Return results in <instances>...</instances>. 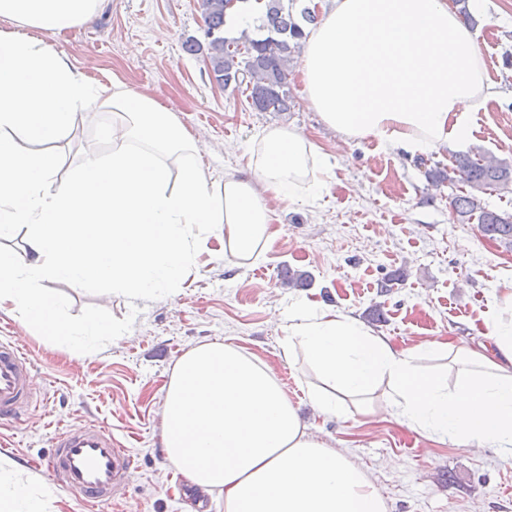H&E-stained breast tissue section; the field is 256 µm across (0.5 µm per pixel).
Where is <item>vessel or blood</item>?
I'll use <instances>...</instances> for the list:
<instances>
[{"label":"vessel or blood","mask_w":512,"mask_h":512,"mask_svg":"<svg viewBox=\"0 0 512 512\" xmlns=\"http://www.w3.org/2000/svg\"><path fill=\"white\" fill-rule=\"evenodd\" d=\"M31 362L10 342H0V422L14 419L20 405L35 393ZM135 468L132 454L121 448L111 429L71 426L59 429L46 470L59 485L96 505L116 498Z\"/></svg>","instance_id":"b4317fda"}]
</instances>
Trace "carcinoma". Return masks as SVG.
Returning <instances> with one entry per match:
<instances>
[{
  "mask_svg": "<svg viewBox=\"0 0 512 512\" xmlns=\"http://www.w3.org/2000/svg\"><path fill=\"white\" fill-rule=\"evenodd\" d=\"M296 2L264 0L256 17V35L229 37L224 32L229 0H201L205 43L192 41L186 51L206 55L213 82L245 88L255 111L288 112L290 66L300 53L302 24L319 22L308 8L296 9ZM429 175L455 188L449 206L458 222L475 221L484 235L512 241V213L492 210L482 198L488 191L512 190L511 162L484 153L457 154L451 167L437 166Z\"/></svg>",
  "mask_w": 512,
  "mask_h": 512,
  "instance_id": "obj_1",
  "label": "carcinoma"
}]
</instances>
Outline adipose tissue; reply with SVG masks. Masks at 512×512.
<instances>
[{
    "label": "adipose tissue",
    "mask_w": 512,
    "mask_h": 512,
    "mask_svg": "<svg viewBox=\"0 0 512 512\" xmlns=\"http://www.w3.org/2000/svg\"><path fill=\"white\" fill-rule=\"evenodd\" d=\"M100 0H0V237L29 235V256L0 251V309L23 327L63 337L76 350L113 334L104 322L69 323L47 280L106 284L130 300L178 286L199 240L224 238V258L264 260L281 205L315 198L327 154L296 129H263L248 177L212 184L201 148L159 102L123 80L93 85L43 37L87 23ZM301 76L310 109L344 139H372L413 155L466 145L478 112L502 94L478 34L447 0H325L305 33ZM110 116L112 153L56 174V144L77 118ZM484 343L432 339L396 348L362 321L309 303L288 313L284 359L302 349L320 382L306 394L336 416L382 415L430 440L475 453L512 447V289L484 320ZM456 375L422 370V353ZM162 447L187 485L221 491L224 512H386L366 472L309 430L271 368L230 344L207 342L177 362L162 407ZM0 512L48 504L0 470Z\"/></svg>",
    "instance_id": "ef3b65f1"
}]
</instances>
